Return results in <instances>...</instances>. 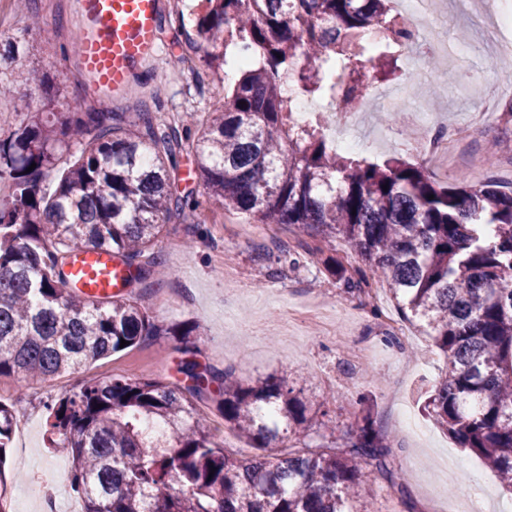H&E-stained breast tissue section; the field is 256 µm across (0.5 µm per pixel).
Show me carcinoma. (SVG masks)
Wrapping results in <instances>:
<instances>
[{
	"label": "carcinoma",
	"instance_id": "cac0c4a2",
	"mask_svg": "<svg viewBox=\"0 0 512 512\" xmlns=\"http://www.w3.org/2000/svg\"><path fill=\"white\" fill-rule=\"evenodd\" d=\"M391 2L201 0L189 47H211V66L240 72L202 120L160 123L146 111L129 121L80 102L59 116L38 113L0 140V179L11 182L0 198V377L75 371L122 351V339L128 350L167 336L184 355L180 385L90 378L49 405V448L70 456L83 512H370L364 468L394 486L391 443L366 399L355 425L314 429L317 413L288 374L245 380L200 365L197 327L157 323L150 289L98 299L64 288L69 256L96 248L129 268L127 286L160 281L154 246L164 224L192 221L201 207L193 192L172 190L184 151L224 211L309 237L258 246L271 278L336 251L338 239L360 257L322 264L348 298L382 282L401 321L433 341L448 372L428 415L512 492V189L445 186L398 148L382 161L345 156L320 120L294 117L302 97L350 112L369 80L400 71L396 47L408 33ZM373 30L383 34L378 45L361 40ZM6 72L45 86L52 106L55 88L13 36L0 38L1 97ZM74 144L79 154L63 161ZM54 171L52 193L40 192ZM203 401L255 453L228 451L199 411ZM14 419L0 402V456ZM301 433L312 442L285 445Z\"/></svg>",
	"mask_w": 512,
	"mask_h": 512
}]
</instances>
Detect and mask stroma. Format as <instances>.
<instances>
[{
  "label": "stroma",
  "mask_w": 512,
  "mask_h": 512,
  "mask_svg": "<svg viewBox=\"0 0 512 512\" xmlns=\"http://www.w3.org/2000/svg\"><path fill=\"white\" fill-rule=\"evenodd\" d=\"M199 11V0H170L165 18L160 54L147 80L134 84L125 97L114 100L113 109L135 120L143 107L166 114L182 98H191L190 111L201 119L218 106L228 75L208 68L206 50L192 54L193 63L172 70L169 60L187 52L186 35ZM8 32L18 37L30 63L47 72L61 95L53 109L67 112L80 100L97 104L83 74L74 67L70 47L77 21L68 5L41 10L38 28H29L14 10H7ZM438 23L441 34L453 43L467 45L464 54L449 52L457 79L441 87L435 101L450 121H467L482 105L481 92L467 78L478 75L502 89V99L512 103V82L493 62L494 45L485 37L492 26L490 0H441ZM11 91L0 98V138L31 113L43 111L46 93L41 85L16 77ZM503 130L491 119L473 136L456 146L448 167L436 171L438 182L468 186L475 179L468 173L471 162L484 147L501 139ZM179 188L193 190L201 199L194 223L173 220L165 224L156 245L169 275L152 294L153 314L163 323L188 321L198 326L196 359L221 370L234 367L250 379L274 372H287L295 389L313 409L327 412L339 425H354L359 408L355 400L370 396L383 424L396 437L391 461L396 487L369 486L379 512H402V498H409L416 512H451L448 489L438 469L454 461L465 480H479L486 490L487 512H512V494L504 492L496 474L472 452L456 443L423 411L425 394L446 371L444 356L419 333L406 343L388 344L384 318L398 313L389 292L381 294L382 318L373 317L359 299L340 294L331 280L310 264L285 271L279 278L268 275L267 264L255 251L257 243L293 240L287 228L278 225L264 231L238 216L225 215L221 206L207 199L194 179L192 156L177 158ZM366 350L367 359L351 360L350 351ZM180 353L172 340L157 341L102 358L75 372L55 375L27 386L10 377L0 378V402L27 418L25 432H13L9 448L0 456V474L7 487L8 512H43L40 498L26 493L30 466L46 474L56 467L70 468V457L50 452L49 413L51 400L77 391L90 377H151L178 384Z\"/></svg>",
  "instance_id": "35a3bbf8"
}]
</instances>
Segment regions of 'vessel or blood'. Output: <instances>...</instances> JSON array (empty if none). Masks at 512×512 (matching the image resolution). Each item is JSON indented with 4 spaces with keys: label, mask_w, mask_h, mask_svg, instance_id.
I'll use <instances>...</instances> for the list:
<instances>
[{
    "label": "vessel or blood",
    "mask_w": 512,
    "mask_h": 512,
    "mask_svg": "<svg viewBox=\"0 0 512 512\" xmlns=\"http://www.w3.org/2000/svg\"><path fill=\"white\" fill-rule=\"evenodd\" d=\"M78 66L91 88L120 97L157 59L167 0H75ZM66 287L95 298L126 291L127 270L108 251L79 252L65 268Z\"/></svg>",
    "instance_id": "b4317fda"
}]
</instances>
